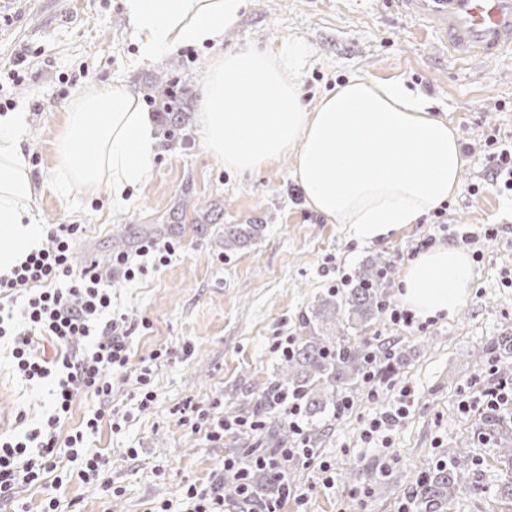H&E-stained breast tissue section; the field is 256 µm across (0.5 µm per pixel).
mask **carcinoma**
Returning a JSON list of instances; mask_svg holds the SVG:
<instances>
[{"mask_svg": "<svg viewBox=\"0 0 512 512\" xmlns=\"http://www.w3.org/2000/svg\"><path fill=\"white\" fill-rule=\"evenodd\" d=\"M164 110L180 123L185 101L172 89L160 90ZM262 224L224 225V250L244 245L257 238ZM389 262L377 257L367 262L350 281L344 295L334 292L317 296L310 315L302 320L309 335L301 338L292 352L281 357L277 371L253 407V413L265 419L270 412L286 411L283 396L296 397L302 405V417L309 423L319 420L340 401L352 398L357 384L364 379L370 357L376 363H400L403 353L388 348L379 350L365 341L344 335V329L363 331L378 321L385 304L384 288L388 284ZM508 343L502 336L472 351L475 362L481 363ZM497 435L495 462L506 471L504 481L493 495L491 512H512V436L509 421L492 419ZM478 462L466 448L448 449V462L436 466L418 478L412 490L414 512H448V503L458 493L482 492L477 480ZM280 493V483L265 469L247 467L246 482L233 477L224 480V497L235 502L247 497L253 502L273 501Z\"/></svg>", "mask_w": 512, "mask_h": 512, "instance_id": "1", "label": "carcinoma"}]
</instances>
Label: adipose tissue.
<instances>
[{
  "mask_svg": "<svg viewBox=\"0 0 512 512\" xmlns=\"http://www.w3.org/2000/svg\"><path fill=\"white\" fill-rule=\"evenodd\" d=\"M246 0H124L142 58L179 47L221 45ZM306 47L285 41L275 52L245 48L218 55L204 77L203 144L225 167L253 172L285 153L306 203L362 243L385 240L453 198L462 147L448 120L398 78L352 77L315 107L301 96ZM21 114L0 115V270L34 249L44 235L30 204L33 174L19 139ZM91 152H84L85 144ZM158 152L155 123L127 86L97 87L67 108L57 145L60 187H106L113 204L150 181ZM472 266L448 244L420 255L404 272L402 303L432 316L465 302Z\"/></svg>",
  "mask_w": 512,
  "mask_h": 512,
  "instance_id": "obj_1",
  "label": "adipose tissue"
}]
</instances>
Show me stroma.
<instances>
[{"instance_id":"obj_1","label":"stroma","mask_w":512,"mask_h":512,"mask_svg":"<svg viewBox=\"0 0 512 512\" xmlns=\"http://www.w3.org/2000/svg\"><path fill=\"white\" fill-rule=\"evenodd\" d=\"M296 38L309 50L300 75L303 100L315 106L322 93L353 75L399 77L448 118L465 148L460 189L447 204V232L433 215L393 231L382 244H360L342 224L306 207L285 154L262 170L241 174L205 149L199 130L203 79L218 52L273 49ZM115 82L126 84L151 112L160 151L154 176L130 188L124 205L107 189L87 194L59 191L57 143L68 104L78 95ZM172 85L186 101L181 127L159 110L158 89ZM18 112L23 156L35 176L31 208L40 224L84 227L76 264L134 253L145 241L175 244L172 261L128 282L115 278L112 307L130 330L133 360L112 375V407L124 414L119 428L102 424L89 448L107 455L104 484L71 479L19 491L13 512H40L55 496L58 512H183L188 486L203 489L224 477V461L252 448L279 445L276 427L210 441L213 417L238 410L249 416L281 357V340L306 333L302 317L317 295L341 275H355L371 257L391 264L386 299L398 302L405 269L417 253L454 243L481 251L465 304L407 329L380 318L363 338L404 352L397 369L381 367L391 389L411 387L413 400L387 443L366 441L365 425L385 411L389 396H372L359 383L345 413H330L311 444L331 467L322 484L315 467L296 463L279 512H398L419 470L464 444L482 466V494H461L448 512H486L504 478L494 442L484 440L488 419L459 407L474 383L495 381L489 364L471 353L492 338L512 335V197L489 187V166L479 150L487 136L512 142V59L462 66L437 60L429 39L396 12L389 0H249L238 25L220 47L184 46L142 59L123 0H0V114ZM479 192H472V185ZM228 224H261L246 246L224 249ZM492 224L496 237L466 244L465 225ZM160 352L151 366L154 401L138 405L140 361ZM49 408L47 386L22 380L9 350L0 347V431L15 432L26 411L36 424Z\"/></svg>"}]
</instances>
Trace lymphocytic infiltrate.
<instances>
[{"mask_svg": "<svg viewBox=\"0 0 512 512\" xmlns=\"http://www.w3.org/2000/svg\"><path fill=\"white\" fill-rule=\"evenodd\" d=\"M78 224H52L48 247L23 255L0 272V339H8L16 373L32 384L51 383V412L39 425L19 434L0 435V501L16 489L45 479L62 485L61 460H68L85 483L97 480L105 457L87 447L89 434L111 419L112 375L128 368L129 330L112 314V270L133 279L145 261L167 265L176 253L172 242L148 241L135 253L113 256L108 267L97 262L75 266ZM93 394L97 409L67 437L59 429L79 394Z\"/></svg>", "mask_w": 512, "mask_h": 512, "instance_id": "1", "label": "lymphocytic infiltrate"}]
</instances>
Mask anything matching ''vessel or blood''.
I'll list each match as a JSON object with an SVG mask.
<instances>
[{
	"mask_svg": "<svg viewBox=\"0 0 512 512\" xmlns=\"http://www.w3.org/2000/svg\"><path fill=\"white\" fill-rule=\"evenodd\" d=\"M424 29L437 52L459 64L512 56V0H393Z\"/></svg>",
	"mask_w": 512,
	"mask_h": 512,
	"instance_id": "b4317fda",
	"label": "vessel or blood"
}]
</instances>
